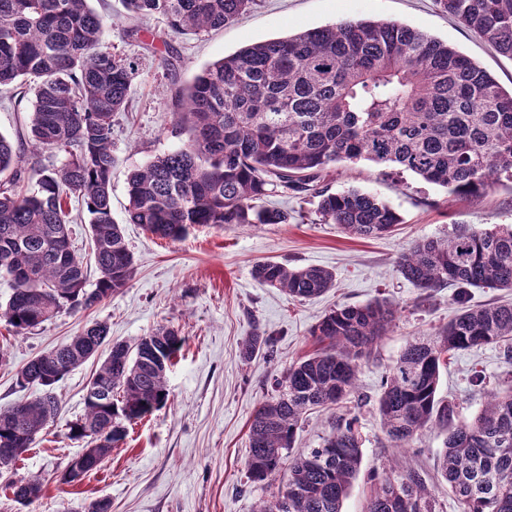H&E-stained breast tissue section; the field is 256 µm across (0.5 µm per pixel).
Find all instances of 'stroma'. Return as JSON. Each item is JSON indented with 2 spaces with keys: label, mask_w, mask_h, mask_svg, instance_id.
<instances>
[{
  "label": "stroma",
  "mask_w": 512,
  "mask_h": 512,
  "mask_svg": "<svg viewBox=\"0 0 512 512\" xmlns=\"http://www.w3.org/2000/svg\"><path fill=\"white\" fill-rule=\"evenodd\" d=\"M92 5L110 16L104 45L136 65L129 109L116 113L112 126V213L122 225L135 269L125 288L97 306L63 309L27 334H13L0 318V345L8 356L0 365V410L39 394V387L17 385L16 373L24 364L91 323H106L112 342L132 345L167 326L185 343L167 371V405L129 424L125 441L74 486L59 484L54 475L84 448L68 432L84 413L96 365L90 361L63 376L54 386L63 403L60 418L16 464L17 476L41 478L44 490L22 506L0 486V512H76L81 503L102 498L110 501L111 512H255L259 500L273 493L246 479L255 409L289 363L314 349L311 330L326 311L382 297L398 305L396 324L382 337L377 360L363 364L358 375L357 393L364 403L350 398L341 405L355 411L363 441L361 472L342 512H364L375 477L393 463L435 480L445 432L433 427L409 447L395 448L381 429L376 400L383 376L407 340L434 335L455 316V291L425 295L398 274L396 262L415 242L448 236L459 226L512 224V179L500 177L486 194L458 198L390 167L339 165L331 173L333 189L356 188L385 200L402 219L392 233L373 239L345 234L323 222L315 200L273 192L264 204L288 211V223L195 226L171 241L126 223V178L185 142L173 107L176 91L206 65L250 44L344 19L396 20L454 46L506 88L512 86V58L444 12L438 0H258L238 21L199 34L173 32L158 16L144 22L128 18L122 0H92ZM260 261L325 267L335 272L336 286L299 301L253 278L252 268ZM255 330L276 337L273 358L241 359V343ZM477 371L488 387L503 381L507 366L501 350L482 346L452 357L437 396L455 403L457 421H471L482 408L484 393L471 383ZM433 488L439 512H459L447 485L435 480Z\"/></svg>",
  "instance_id": "1"
}]
</instances>
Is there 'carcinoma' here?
I'll use <instances>...</instances> for the list:
<instances>
[{"label":"carcinoma","mask_w":512,"mask_h":512,"mask_svg":"<svg viewBox=\"0 0 512 512\" xmlns=\"http://www.w3.org/2000/svg\"><path fill=\"white\" fill-rule=\"evenodd\" d=\"M468 30L512 58V0H438ZM127 14H157L178 33L224 28L256 0H122ZM108 19L89 0H0V87L32 93L28 147L64 153L43 167L25 159L0 134V274L12 293L3 316L26 334L62 309L91 308L126 287L134 271L120 224L112 217V115L127 108L135 65L102 45ZM177 122L186 143L154 157L128 178L127 221L173 241L195 225L286 224L288 212L262 200L275 189L317 200L327 224L362 239L401 223L376 195L332 191L338 164L393 166L457 196L486 191L512 174V90L503 89L454 47L396 21L348 19L286 38L251 44L206 66L179 99ZM81 196L99 277L86 288L87 268L70 244L68 199ZM398 272L429 293L459 288L458 314L430 339L414 338L381 381V425L404 448L430 424L448 429L440 470L460 512H512V384L486 391L481 412L455 422V405L437 398L448 356L497 345L512 366V303L468 305L472 287L512 290V225L461 227L404 252ZM262 284L311 299L335 286V273L265 261L253 269ZM386 298L341 305L313 327L315 348L275 379L249 426L248 481L279 482L256 512H342L362 463L357 416L341 414L316 448L290 455L305 415L354 394L359 369L396 320ZM108 335L93 323L66 343L31 359L20 386L40 394L0 411V448L13 465L61 412L54 385L95 357ZM184 338L161 327L135 345L114 343L87 385L85 413L69 438L91 445L95 467L141 419L169 398L166 371ZM276 338H245L240 356H273ZM93 467V468H95ZM66 467L60 484L74 485ZM38 479L8 481L14 501L38 498ZM367 512H439L416 470H390L378 480Z\"/></svg>","instance_id":"obj_1"}]
</instances>
